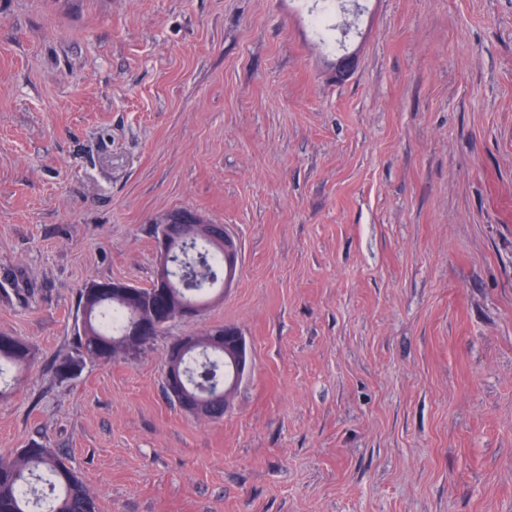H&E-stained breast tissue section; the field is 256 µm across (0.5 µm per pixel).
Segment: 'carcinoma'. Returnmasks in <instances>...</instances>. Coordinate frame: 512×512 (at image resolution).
I'll list each match as a JSON object with an SVG mask.
<instances>
[{
  "instance_id": "obj_1",
  "label": "carcinoma",
  "mask_w": 512,
  "mask_h": 512,
  "mask_svg": "<svg viewBox=\"0 0 512 512\" xmlns=\"http://www.w3.org/2000/svg\"><path fill=\"white\" fill-rule=\"evenodd\" d=\"M217 225L203 224L196 242L197 250H183L176 255L187 283V292L165 290L151 284L137 289L138 295L128 296L114 287L112 280H91L81 291L76 320L78 354L63 359L57 370L68 371L70 363L88 358L109 363L131 359L137 355L126 329L138 315L151 316L153 310L175 314L179 304L203 302L220 292L219 272L224 269L221 250L214 244ZM224 331L218 325L186 342L185 356L192 385L184 388L187 395L196 396L193 387L207 392L203 408L193 411L210 420L224 417V348L215 345V332ZM35 351L23 338L0 333V399L8 395L6 374L19 376L33 366ZM45 481L52 498L43 512H97L96 500L78 473L55 449L34 443L22 448L10 459L0 457V512H31L32 487L30 478Z\"/></svg>"
}]
</instances>
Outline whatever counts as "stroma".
<instances>
[{
  "instance_id": "35a3bbf8",
  "label": "stroma",
  "mask_w": 512,
  "mask_h": 512,
  "mask_svg": "<svg viewBox=\"0 0 512 512\" xmlns=\"http://www.w3.org/2000/svg\"><path fill=\"white\" fill-rule=\"evenodd\" d=\"M363 7L330 50L315 0H0V456L97 512H512V0ZM179 210L238 240L223 301L58 374ZM225 323L251 369L197 418L164 352ZM34 362L35 351L25 339L0 333V399L8 395L6 374L12 371L17 380ZM183 338L178 337L173 339L167 347L166 354L164 356V376L167 380V385L164 382V389L167 397L172 400L173 403H178L173 398L172 394H179L181 392L180 385V365L179 359L181 352L183 351ZM172 394H171V393ZM179 406V405H178ZM180 407V406H179ZM32 477L45 481L53 495L43 512H97L95 497L78 473L55 449L38 442L10 459L0 457V512H32Z\"/></svg>"
}]
</instances>
